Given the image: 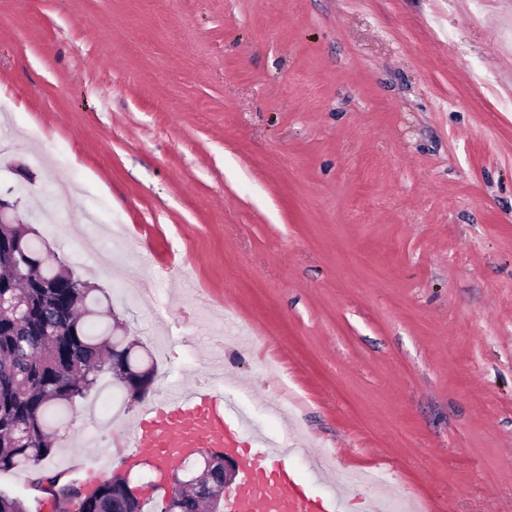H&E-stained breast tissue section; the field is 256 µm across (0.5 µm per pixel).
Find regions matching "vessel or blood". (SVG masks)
I'll return each instance as SVG.
<instances>
[{"mask_svg":"<svg viewBox=\"0 0 512 512\" xmlns=\"http://www.w3.org/2000/svg\"><path fill=\"white\" fill-rule=\"evenodd\" d=\"M140 427L126 435L122 456L156 468L186 448L232 449L243 472L228 512H341L340 495L311 496L289 470L293 444L274 447L250 432L228 406L223 384L164 392L143 412Z\"/></svg>","mask_w":512,"mask_h":512,"instance_id":"1","label":"vessel or blood"}]
</instances>
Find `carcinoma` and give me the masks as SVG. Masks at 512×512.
Returning <instances> with one entry per match:
<instances>
[{"label":"carcinoma","instance_id":"carcinoma-1","mask_svg":"<svg viewBox=\"0 0 512 512\" xmlns=\"http://www.w3.org/2000/svg\"><path fill=\"white\" fill-rule=\"evenodd\" d=\"M0 249L14 255L0 268V473L29 470L36 485L47 481L78 512H136L137 498L119 478L93 488L43 474L67 426L70 410L105 375L140 391L152 377H124L132 345L113 334L108 297L71 273L30 224H1ZM223 465L213 460L194 481L176 480L175 493L159 512H209L220 496ZM0 512H28L25 503L0 490Z\"/></svg>","mask_w":512,"mask_h":512}]
</instances>
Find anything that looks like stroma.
<instances>
[{"label":"stroma","instance_id":"1","mask_svg":"<svg viewBox=\"0 0 512 512\" xmlns=\"http://www.w3.org/2000/svg\"><path fill=\"white\" fill-rule=\"evenodd\" d=\"M474 6L0 0V188L31 214L66 164L65 231L33 226L157 364L48 472L97 478L215 361L312 493L512 512V0Z\"/></svg>","mask_w":512,"mask_h":512}]
</instances>
